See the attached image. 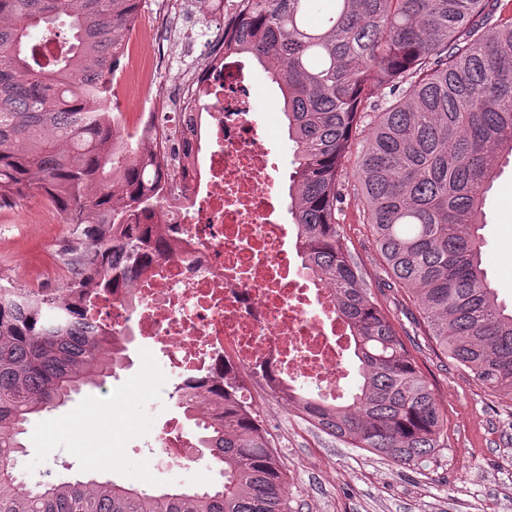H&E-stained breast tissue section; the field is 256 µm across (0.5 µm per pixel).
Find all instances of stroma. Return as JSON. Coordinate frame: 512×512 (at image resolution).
Wrapping results in <instances>:
<instances>
[{
  "label": "stroma",
  "mask_w": 512,
  "mask_h": 512,
  "mask_svg": "<svg viewBox=\"0 0 512 512\" xmlns=\"http://www.w3.org/2000/svg\"><path fill=\"white\" fill-rule=\"evenodd\" d=\"M190 0H142L136 23L156 22L149 49L164 63L153 72L147 100L165 111L164 98L187 82L202 62L185 39L186 30L224 31L223 14L203 16ZM255 119L274 155L290 156L291 144L276 107L277 87L253 67ZM484 264L500 301L512 305V163L489 192ZM343 237L364 272L371 294L390 316L417 358L435 398L448 417V445L421 470L397 466L302 420L263 381H249L261 425L272 435L286 471L291 512H512V402L487 395L462 368L434 351L422 317L407 292L383 285L382 260L355 195L341 205ZM55 208L34 194L0 207V284L49 291L69 277L58 253L70 237ZM118 377L84 388L65 405L34 417L22 437L24 452L15 472L27 484L92 474L82 451L108 448L119 478L140 488H164L203 479L201 458L191 471H156L155 439L180 410L178 384L161 352L133 344ZM123 420H112L113 410Z\"/></svg>",
  "instance_id": "1"
}]
</instances>
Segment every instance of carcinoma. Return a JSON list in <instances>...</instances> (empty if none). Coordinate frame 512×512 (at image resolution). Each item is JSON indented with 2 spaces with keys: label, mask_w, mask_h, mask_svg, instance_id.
<instances>
[{
  "label": "carcinoma",
  "mask_w": 512,
  "mask_h": 512,
  "mask_svg": "<svg viewBox=\"0 0 512 512\" xmlns=\"http://www.w3.org/2000/svg\"><path fill=\"white\" fill-rule=\"evenodd\" d=\"M224 52L282 95L293 144L288 213L301 267L334 289L358 382L327 401L273 387L351 448L417 467L448 446L447 417L341 234L352 189L385 284L411 293L426 335L478 386L512 401V311L483 266L486 195L512 155V0H231ZM141 0H0V205L39 191L72 225L60 288L0 285V512H288L286 474L244 397L246 377L180 384L219 485L143 489L114 477L33 487L14 474L31 418L126 368L130 339L88 323L95 295L168 257L140 224L174 191L179 116L155 137L112 136V80ZM66 18L60 54L31 38ZM355 157L352 167L346 162Z\"/></svg>",
  "instance_id": "carcinoma-1"
}]
</instances>
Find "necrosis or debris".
Instances as JSON below:
<instances>
[{"instance_id":"4bbe7bcc","label":"necrosis or debris","mask_w":512,"mask_h":512,"mask_svg":"<svg viewBox=\"0 0 512 512\" xmlns=\"http://www.w3.org/2000/svg\"><path fill=\"white\" fill-rule=\"evenodd\" d=\"M148 40L144 29L128 35V50L140 59L115 78L127 94L146 85L158 65L139 53ZM196 44L211 60V40L202 34ZM251 82L242 61L211 60L178 95L176 111L200 112L204 120L191 134L196 161L179 174L188 198L168 197L154 218L172 256L134 286L100 296L93 314L111 313L116 332L159 348L178 378L230 362L332 396L347 375V328L330 288L300 270L274 191L285 162L272 157L252 118ZM196 459L175 427L161 438L154 463L190 470Z\"/></svg>"}]
</instances>
